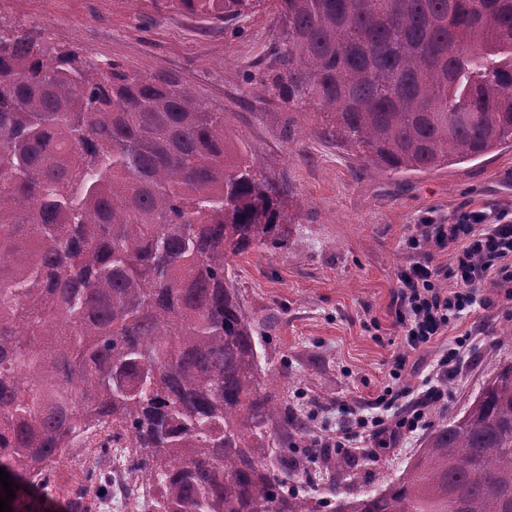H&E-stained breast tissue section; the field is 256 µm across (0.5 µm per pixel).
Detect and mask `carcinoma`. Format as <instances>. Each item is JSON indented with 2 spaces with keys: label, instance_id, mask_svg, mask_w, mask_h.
<instances>
[{
  "label": "carcinoma",
  "instance_id": "1",
  "mask_svg": "<svg viewBox=\"0 0 512 512\" xmlns=\"http://www.w3.org/2000/svg\"><path fill=\"white\" fill-rule=\"evenodd\" d=\"M211 23L265 2L278 87L394 173L512 143V0H155ZM299 215L224 111L163 74L0 29V468L13 512L91 429L143 512H318L285 489L288 406L267 388L227 258L301 244ZM304 457L340 474L339 452ZM332 512H512V363L380 489Z\"/></svg>",
  "mask_w": 512,
  "mask_h": 512
}]
</instances>
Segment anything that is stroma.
I'll return each instance as SVG.
<instances>
[{
    "mask_svg": "<svg viewBox=\"0 0 512 512\" xmlns=\"http://www.w3.org/2000/svg\"><path fill=\"white\" fill-rule=\"evenodd\" d=\"M37 28L58 47H79L130 67L164 73L223 109L256 168L286 193L300 214L297 247L256 248L229 268L261 346L260 364L275 374V394L307 421L305 440L346 424L386 388L419 387L440 347L465 331L482 329L481 346L453 378L443 380L444 405L429 407V425L456 414L512 360V300L487 288L488 309L450 327L436 344L406 354L409 366L391 376L403 352L396 323L397 275L416 257L404 240L426 221L447 223L463 210L493 209L512 216V146L462 164L396 174L367 166L324 133L316 106L288 101L272 85L280 64V29L261 5L221 26L191 15L157 10L153 0H0V28ZM325 410L312 414L314 402ZM424 431L375 455H355L370 490L400 475L421 448ZM104 432L74 443L49 479L34 488L42 512H71L82 494L99 512L102 494L89 489L88 470L100 459Z\"/></svg>",
    "mask_w": 512,
    "mask_h": 512,
    "instance_id": "35a3bbf8",
    "label": "stroma"
}]
</instances>
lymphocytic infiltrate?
Returning <instances> with one entry per match:
<instances>
[{"mask_svg": "<svg viewBox=\"0 0 512 512\" xmlns=\"http://www.w3.org/2000/svg\"><path fill=\"white\" fill-rule=\"evenodd\" d=\"M406 248L416 254L415 263L397 277L396 320L402 329L403 354L394 361L403 370L406 352L424 350L443 336L448 328L490 300L486 286L503 291L512 299V222L505 214L488 209L466 210L445 224L418 225L407 237ZM447 252V265L436 261L438 252ZM439 387L427 386L406 413L360 416L327 434L323 447L365 451L367 436L390 434L401 442L426 426L427 409L444 401Z\"/></svg>", "mask_w": 512, "mask_h": 512, "instance_id": "1", "label": "lymphocytic infiltrate"}]
</instances>
